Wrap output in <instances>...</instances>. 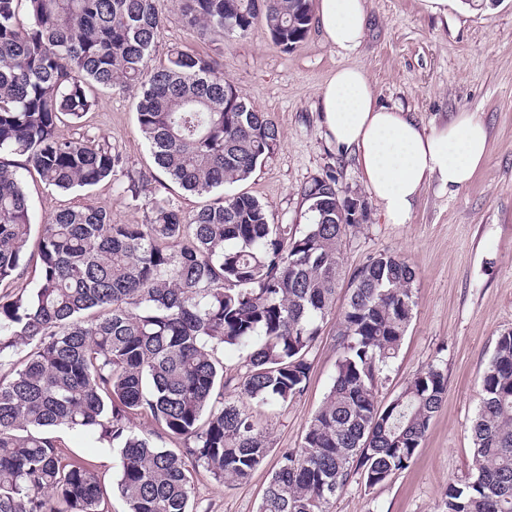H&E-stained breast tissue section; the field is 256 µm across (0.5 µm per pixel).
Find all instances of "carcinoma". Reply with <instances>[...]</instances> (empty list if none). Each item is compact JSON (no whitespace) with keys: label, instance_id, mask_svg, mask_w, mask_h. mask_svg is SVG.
<instances>
[{"label":"carcinoma","instance_id":"obj_1","mask_svg":"<svg viewBox=\"0 0 512 512\" xmlns=\"http://www.w3.org/2000/svg\"><path fill=\"white\" fill-rule=\"evenodd\" d=\"M184 26L215 38L263 21L290 49L307 36L315 0H177ZM165 24L156 0H0V285L23 278L31 216L21 157L63 192L118 174L138 179L103 135L81 127L91 88L135 91L139 131L172 182L208 195L250 177L280 144L267 112L224 81L221 64L173 49L151 64ZM309 222H272L268 206L224 191L184 214L168 198L144 224H114L91 203L42 225L36 287L0 295V512H103L95 469L65 462L57 429L119 448L126 512H190L192 471L242 482L268 442L238 399L284 405L302 396L308 355L336 308L340 245L356 221L326 174L304 186ZM414 269L380 253L350 278L339 312L332 384L301 444L281 451L258 512H327L353 474L368 487L409 467L448 382L429 367L387 405L376 398L415 306ZM242 353L229 374L219 350ZM472 422L476 475L448 486L442 512H512V332L499 336ZM146 417L166 448L133 430Z\"/></svg>","mask_w":512,"mask_h":512}]
</instances>
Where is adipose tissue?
I'll use <instances>...</instances> for the list:
<instances>
[{
    "instance_id": "1",
    "label": "adipose tissue",
    "mask_w": 512,
    "mask_h": 512,
    "mask_svg": "<svg viewBox=\"0 0 512 512\" xmlns=\"http://www.w3.org/2000/svg\"><path fill=\"white\" fill-rule=\"evenodd\" d=\"M315 20L330 45L351 54L365 36L366 0H317ZM318 107L327 142L354 159L389 224L409 222L430 182L456 195L488 160L489 134L476 115L464 112L446 126L426 128L402 106L381 103L357 67L329 77Z\"/></svg>"
}]
</instances>
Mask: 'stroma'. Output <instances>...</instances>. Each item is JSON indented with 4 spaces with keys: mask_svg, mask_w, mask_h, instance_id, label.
Listing matches in <instances>:
<instances>
[{
    "mask_svg": "<svg viewBox=\"0 0 512 512\" xmlns=\"http://www.w3.org/2000/svg\"><path fill=\"white\" fill-rule=\"evenodd\" d=\"M158 7L168 21L155 60L165 59L175 47L220 54L225 80L269 113L279 128L275 154L249 179L234 184V191L267 204L274 223L302 225L307 218L303 187L334 173L341 194L366 201L369 213L341 245L343 278L384 251L398 253L416 272L413 317L376 397L387 404L417 373L436 366L447 377L446 400L407 469L373 488L353 475L329 512H440L448 485H464L474 473L470 428L482 375L499 336L512 331V0H473L464 9L450 0L438 14L422 0H367L365 37L349 55L332 47L316 25L292 49L277 45L260 22L245 36L210 42L183 26L175 0H159ZM343 65L363 69L381 102L403 106L426 127L447 123L461 112L475 113L489 133L486 165L455 196L429 184L410 223H384L354 160L327 144L316 108L321 87ZM93 95L97 104L86 116V130L108 137L128 168L143 174L144 184L135 199L120 195L116 181L108 179L87 190L59 192L47 188L34 169H24L32 216L30 262L38 260L35 242L44 218L54 210L90 202L110 211L114 223L142 224L157 197L170 198L186 213L212 201L183 190L156 168L138 130L133 91L98 88ZM336 330L335 316H328L309 353L310 377L300 398L262 407L243 401L268 437L265 465L248 480L232 484L196 467L191 512H257L280 450L301 443L331 385L338 359ZM60 436L66 460L88 463L101 475L109 512H124L112 490L117 459L111 444L68 430Z\"/></svg>",
    "mask_w": 512,
    "mask_h": 512,
    "instance_id": "obj_1",
    "label": "stroma"
}]
</instances>
